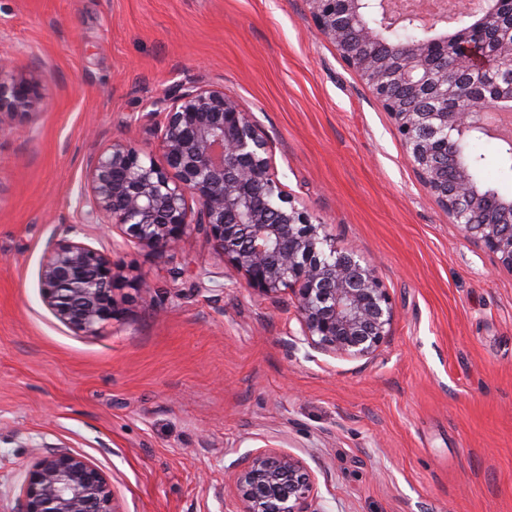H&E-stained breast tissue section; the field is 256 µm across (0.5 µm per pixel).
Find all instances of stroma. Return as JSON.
Segmentation results:
<instances>
[{
    "label": "stroma",
    "mask_w": 512,
    "mask_h": 512,
    "mask_svg": "<svg viewBox=\"0 0 512 512\" xmlns=\"http://www.w3.org/2000/svg\"><path fill=\"white\" fill-rule=\"evenodd\" d=\"M1 52L45 80L0 132V512L45 443L97 464L121 512H237L232 467L268 446L311 467L315 512H512V273L430 196L307 0H0ZM190 81L253 112L289 194L377 265L396 318L375 362L290 346V295L245 288L203 235L161 257L82 223L92 153L154 151V101ZM65 238L120 275L95 335L41 298Z\"/></svg>",
    "instance_id": "stroma-1"
}]
</instances>
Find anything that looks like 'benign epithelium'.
Masks as SVG:
<instances>
[{
    "mask_svg": "<svg viewBox=\"0 0 512 512\" xmlns=\"http://www.w3.org/2000/svg\"><path fill=\"white\" fill-rule=\"evenodd\" d=\"M315 29L332 41L344 63L370 80L368 88L394 121L408 163L429 194L448 211L463 237L512 271V198L497 199L510 217L481 224L492 195L473 180L467 158L455 150L458 136L490 129L502 101L512 100V46L498 52L497 73L507 87L493 98L453 112L437 103L448 97V50L462 70H486L487 59L469 50L462 34L448 38V18L428 20L423 11L400 16L390 0H308ZM512 15V0H474L481 27ZM381 19L372 28L365 15ZM421 30L411 54L394 69L356 55L346 35L367 41L389 35L398 23ZM406 86L428 103L403 112L390 86ZM42 80L16 71L0 58V131L36 113ZM163 117L155 126L160 158L129 140H114L89 159L79 205L85 223L118 232L126 243L159 256L202 233L247 288L266 296L292 295L298 329L290 345L337 357L377 359L396 310L376 265L355 249L331 243L327 225L296 204L274 171L272 147L253 113L224 88L180 84L155 101ZM119 274L112 256L71 239L51 244L40 269V293L51 312L71 329L94 335L119 313ZM238 512H313L315 477L293 455L268 449L249 453L232 471ZM18 512H120L105 473L67 449L32 451L19 493Z\"/></svg>",
    "mask_w": 512,
    "mask_h": 512,
    "instance_id": "7a95c632",
    "label": "benign epithelium"
}]
</instances>
